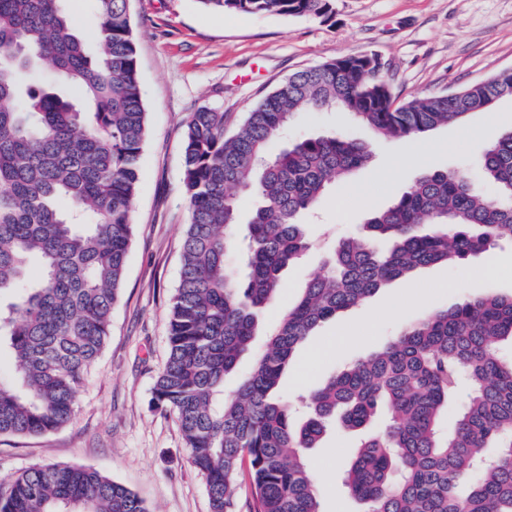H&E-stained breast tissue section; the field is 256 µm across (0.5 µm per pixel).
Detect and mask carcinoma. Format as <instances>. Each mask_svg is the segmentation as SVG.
I'll return each mask as SVG.
<instances>
[{"label":"carcinoma","instance_id":"1","mask_svg":"<svg viewBox=\"0 0 512 512\" xmlns=\"http://www.w3.org/2000/svg\"><path fill=\"white\" fill-rule=\"evenodd\" d=\"M67 0H0V435L40 436L72 420L75 399L109 336L133 239L147 133L129 0H92L94 47ZM240 15L322 17L330 0H198ZM369 54L290 75L231 136L201 108L184 135L190 222L171 299L169 351L151 405L173 413L205 479L211 512H236L248 469L255 512H322L307 450L330 425L364 437L344 474L366 512H512V295L430 311L381 350L350 361L306 398L295 424L277 394L296 347L388 282L472 258L512 239V129L475 170L426 169L366 233L342 238L326 274L268 333L253 370L224 396L256 336L281 272L310 242L299 217L373 158L342 134L271 152L301 112L339 109L384 138L412 137L488 112L512 96V71L451 94L398 104ZM79 91L82 102L60 87ZM258 199L238 241L236 193ZM41 276L27 278L31 261ZM469 390L446 429L453 397ZM0 512H149L128 487L89 467L35 465L0 494Z\"/></svg>","mask_w":512,"mask_h":512}]
</instances>
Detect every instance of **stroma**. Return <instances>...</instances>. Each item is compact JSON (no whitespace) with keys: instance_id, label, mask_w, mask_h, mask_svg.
I'll return each mask as SVG.
<instances>
[{"instance_id":"obj_1","label":"stroma","mask_w":512,"mask_h":512,"mask_svg":"<svg viewBox=\"0 0 512 512\" xmlns=\"http://www.w3.org/2000/svg\"><path fill=\"white\" fill-rule=\"evenodd\" d=\"M148 131L132 220L135 234L110 335L64 427L39 437L0 436V493L34 464L86 466L131 488L150 512H210L201 473L174 415L151 405L168 352V307L181 264L189 207L183 190V133L192 112L223 111L233 132L289 75L331 59L374 52L388 64L397 100L445 94L512 69V0H332L328 16H243L198 0H130ZM512 128V97L494 109L416 137L381 139L346 112L301 114L289 138L339 132L369 144L374 161L333 185L308 216L311 247L281 275L252 350L224 379L232 393L253 368L264 333L276 325L324 256L357 232L419 174L473 167ZM512 293V244L466 263L418 269L338 313L296 350L279 392L322 385L349 360L384 347L406 324L465 297ZM357 434L330 432L309 462L323 512H363L342 484Z\"/></svg>"}]
</instances>
